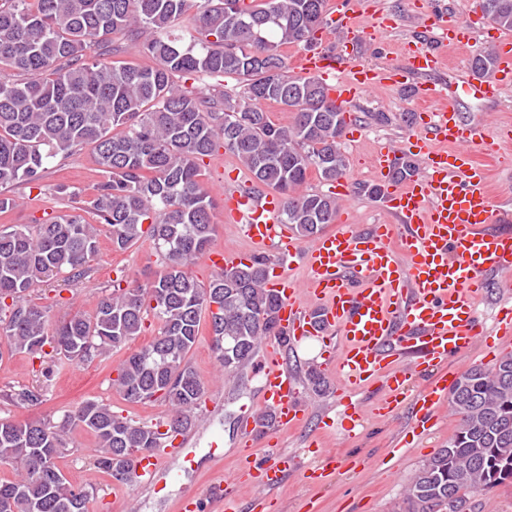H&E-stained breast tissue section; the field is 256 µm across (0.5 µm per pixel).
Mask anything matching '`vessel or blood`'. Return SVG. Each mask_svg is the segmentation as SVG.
I'll return each instance as SVG.
<instances>
[{
	"label": "vessel or blood",
	"mask_w": 512,
	"mask_h": 512,
	"mask_svg": "<svg viewBox=\"0 0 512 512\" xmlns=\"http://www.w3.org/2000/svg\"><path fill=\"white\" fill-rule=\"evenodd\" d=\"M439 47L423 42L407 46L402 65L378 70L364 65L354 50H337L335 59L307 50L295 59L301 73L317 74L330 83V94L346 110L371 89L390 83L411 92L414 116L402 139L382 144L372 157L377 173L393 166L396 153L413 154L421 170L382 190L392 215L384 224L346 223L312 244L296 239L277 220L271 194L241 185L226 194L225 207L252 241L274 247L266 286L281 299L279 323L291 342H319L326 353L323 365L336 380V415H322L320 427H338L344 437L368 417L391 420L411 406L412 429L429 431L448 399V357L467 355L479 338L494 332L512 338V306L500 307L492 326H485L473 299L484 291L488 271L512 276V231L497 230L501 213L492 199L488 169L475 158L486 146L482 123L463 120L458 109L465 99L495 98L512 87V51L497 55L491 75H471L456 87L436 81L447 53L469 46L470 23L444 15L433 18ZM351 71L345 81L339 70ZM302 262L305 285L290 281L286 266ZM260 367L262 391L257 406L243 410L244 425L258 413H271L274 429L282 433L300 426L305 407L296 379L288 371L276 338L263 340ZM427 372L430 383L414 388L416 373ZM379 385L382 395L366 404L362 393ZM307 452L316 466H301L297 455L272 454L268 463L239 461L249 472L255 493L248 504L232 494L235 477L211 488V498L224 502V512H266L269 490L296 476L328 483L336 473V455L308 438ZM192 460L182 446L164 448L135 465L136 481L163 495L161 474L185 471Z\"/></svg>",
	"instance_id": "obj_1"
}]
</instances>
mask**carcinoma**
<instances>
[{
  "label": "carcinoma",
  "mask_w": 512,
  "mask_h": 512,
  "mask_svg": "<svg viewBox=\"0 0 512 512\" xmlns=\"http://www.w3.org/2000/svg\"><path fill=\"white\" fill-rule=\"evenodd\" d=\"M479 6L512 31V0ZM325 25L327 0H0V68L11 72L0 74V213L17 206L14 187L41 188L59 156L90 147L104 173L88 201L69 184L54 185L69 212L0 230V342L42 364L55 356L86 363L135 340L151 316L158 334L125 358L112 388L129 404L161 401L170 409L155 424L95 400L57 421L0 418V464L17 471L0 479V512H89L94 492L58 466L76 429L95 437L98 469L116 483L133 482L137 459L183 434L202 408L206 385L187 358L202 324L227 376L253 366L265 336L288 346L280 299L265 288L267 257L205 284L189 267L216 232L201 163L221 147L256 187L279 194V223L298 237L335 222L336 196L304 185L312 169L329 183L345 174V110L327 111V85L317 75L290 74L283 52L311 46ZM116 33L154 64L115 58L106 40ZM494 58L491 48L478 52L471 70L489 75ZM226 75L235 88L207 94L197 86ZM263 103L291 113V123H274ZM418 168L404 156L392 178ZM104 231L115 251L152 240L161 270L145 288L123 285L120 275L91 315L53 320L61 293L88 275ZM51 280L61 281L51 303L28 299ZM305 382L315 394L327 389L315 364ZM42 398L40 385L0 390V401L17 408ZM450 407L455 432L408 480L395 512H437L446 499V512H464L469 496L512 482V354L492 371L468 370L452 387Z\"/></svg>",
  "instance_id": "1"
}]
</instances>
